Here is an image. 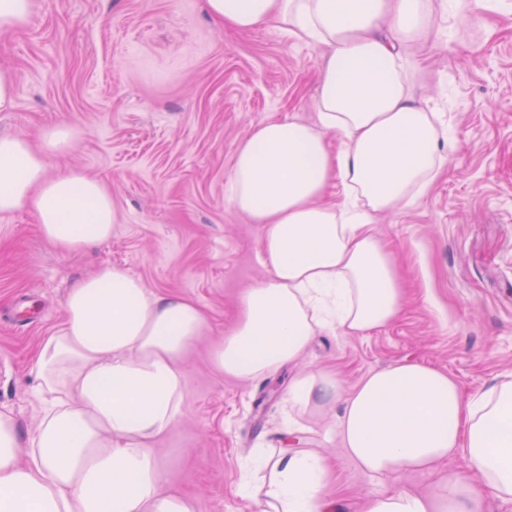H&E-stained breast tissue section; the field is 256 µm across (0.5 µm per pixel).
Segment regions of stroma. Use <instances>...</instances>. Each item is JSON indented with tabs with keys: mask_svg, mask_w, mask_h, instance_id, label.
Wrapping results in <instances>:
<instances>
[{
	"mask_svg": "<svg viewBox=\"0 0 512 512\" xmlns=\"http://www.w3.org/2000/svg\"><path fill=\"white\" fill-rule=\"evenodd\" d=\"M435 18L406 52L412 93L444 112L457 141L415 204L376 219L407 281L400 318L365 336L319 333L296 365L251 383L210 363L241 295L266 275L261 228L224 186L253 127L315 120L323 51L271 26L228 31L203 0H35L25 26L0 33V65L16 77L0 135L67 124L75 145L47 156L49 173L101 180L115 212L110 240L68 255L43 241L30 211L0 213V408L22 433L39 417L28 371L64 320L68 288L117 267L210 317L184 356L187 411L157 442L168 491L198 512H263L238 490L257 448L322 456L341 512L387 487H432L427 471L366 477L338 444L335 407L295 412L292 428L283 407L293 378L321 369L345 391L398 363L435 365L470 394L512 377V0H487L470 21Z\"/></svg>",
	"mask_w": 512,
	"mask_h": 512,
	"instance_id": "1",
	"label": "stroma"
}]
</instances>
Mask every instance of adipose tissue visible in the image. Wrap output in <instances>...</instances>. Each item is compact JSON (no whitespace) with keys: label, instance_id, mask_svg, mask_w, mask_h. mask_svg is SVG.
I'll return each instance as SVG.
<instances>
[{"label":"adipose tissue","instance_id":"ef3b65f1","mask_svg":"<svg viewBox=\"0 0 512 512\" xmlns=\"http://www.w3.org/2000/svg\"><path fill=\"white\" fill-rule=\"evenodd\" d=\"M225 29L270 24L327 57L317 120L269 119L235 152L225 186L231 206L262 228L267 278L239 302L233 329L211 351L221 375L250 381L290 366L322 331L361 336L402 312L395 255L374 226L414 204L446 166L455 138L440 113L411 93L406 46L434 26L433 0H205ZM72 129L0 135V212L32 211L44 239L68 254L112 236V196L80 170L49 176L45 155L69 149ZM344 200L326 201L334 185ZM65 322L42 337L30 370L42 404L21 434L0 410V512H197L166 488L155 444L185 413L183 358L208 335L207 311L182 295L150 291L108 267L69 289ZM339 406L336 433L364 475L456 471L420 493L373 495L361 512H487L512 500V380L469 395L425 363L367 374L342 392L335 373L297 376L285 413ZM265 477L242 496L272 512H329L327 472L311 452L256 453Z\"/></svg>","mask_w":512,"mask_h":512}]
</instances>
